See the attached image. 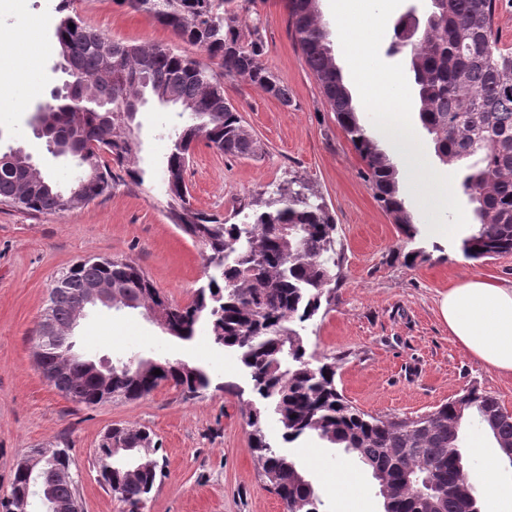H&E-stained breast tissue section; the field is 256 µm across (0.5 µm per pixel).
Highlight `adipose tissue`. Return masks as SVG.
I'll list each match as a JSON object with an SVG mask.
<instances>
[{
  "label": "adipose tissue",
  "instance_id": "ef3b65f1",
  "mask_svg": "<svg viewBox=\"0 0 512 512\" xmlns=\"http://www.w3.org/2000/svg\"><path fill=\"white\" fill-rule=\"evenodd\" d=\"M439 315L467 355L512 376V285L471 276L442 293Z\"/></svg>",
  "mask_w": 512,
  "mask_h": 512
}]
</instances>
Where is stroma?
<instances>
[{"instance_id": "1", "label": "stroma", "mask_w": 512, "mask_h": 512, "mask_svg": "<svg viewBox=\"0 0 512 512\" xmlns=\"http://www.w3.org/2000/svg\"><path fill=\"white\" fill-rule=\"evenodd\" d=\"M58 0H0V42L9 59L0 66V143L25 144L60 183L77 176L73 163L51 155L33 136L37 106L62 85L61 57L54 37ZM80 17L112 40L131 45H170L176 38L144 13L119 0H75ZM264 22L262 61L288 86L282 105L260 88L237 79L224 82V95L238 109L257 145L248 159L224 156L205 145L192 155L186 178L198 209L232 217L238 200L299 178L323 197L337 229L343 263L329 307L303 323L315 363L336 359V388L374 415L415 416L433 411L470 385L495 395L512 412V377L484 368L449 336L437 301L450 283L478 274L512 284V254L482 261L464 258L460 239L421 232L414 244L402 236L376 202L362 177L364 163L339 126L288 26L284 0H262L258 11L240 9L242 27ZM38 24L41 49L27 83L12 81L23 52L12 46L17 33ZM144 173L139 188L118 186L110 197L62 214L33 216L0 209V498L9 495L17 463L31 449L67 441L82 512H129L97 480L94 450L114 424L146 426L156 434L163 473L144 512H283L277 494L260 476L242 409L251 400V381L236 355L217 348L210 328L180 341L136 310H89L76 331L77 352L112 360L137 352L180 359L207 368L220 390L184 400L163 384L132 401L108 400L85 407L50 386L33 362V339L54 276L78 259L127 258L141 266L156 288L184 305L207 282L199 246L165 217L164 160L172 147L175 110L158 106L139 113ZM424 254L408 260L412 248ZM271 443L295 454L326 512H383L369 470L339 448L315 440L300 446L283 441L276 416L264 425ZM470 482L481 492V512H512V501L485 492L489 478L512 484V466L499 463L492 435L480 424L464 431ZM496 462L488 471V462Z\"/></svg>"}]
</instances>
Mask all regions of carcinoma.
Segmentation results:
<instances>
[{
  "instance_id": "obj_1",
  "label": "carcinoma",
  "mask_w": 512,
  "mask_h": 512,
  "mask_svg": "<svg viewBox=\"0 0 512 512\" xmlns=\"http://www.w3.org/2000/svg\"><path fill=\"white\" fill-rule=\"evenodd\" d=\"M150 15L181 41L198 47L221 72L168 45H126L88 27L59 0L55 38L69 60L70 80L85 84L76 99L52 97L37 108L34 122L52 132L56 153L71 158L80 176L63 189L43 173L34 175L29 149L0 154V206L31 214H59L112 193L118 185L140 187L135 141L117 117L144 98L176 106L187 115L175 132L165 165L166 218L203 250L214 269L207 285L184 306L169 301L132 261L107 264L82 259L69 266L68 292L55 303V322L67 325L82 311L86 285L112 277V287L130 309L158 308L163 330L190 341L204 321L214 343L239 353L252 391L261 399L245 404L252 448L261 474L283 504V512H324V503L299 460L266 438L267 412L278 416L282 439L293 443L315 436L367 466L375 481L387 480L384 512H472V488L462 452L465 425L473 418L492 434L499 462L512 467V413L477 385L461 390L435 410L415 417H383L354 406L335 384L336 361L313 366V354L298 326L331 304L329 286L340 278L336 224L324 199L298 179L276 191L239 204L252 210L248 222L230 223L221 214L194 207L186 168L198 143L225 156L248 158L257 145L238 110L224 97L221 77L243 80L288 104V86L262 63L265 42L261 22L243 30L236 0H119ZM319 0H286L288 24L316 77L337 123L364 162L362 175L374 198L408 242L419 235L417 220L398 187L397 169L373 140L352 104L336 66ZM417 37L407 43L399 33L389 53L409 50L410 70L420 101L419 120L442 163L456 168L460 188L474 204L476 230L464 238L465 258L480 261L512 252V52L499 46L494 29L498 0H429ZM74 27H69V24ZM109 71L106 82L99 81ZM112 105L110 117L107 105ZM217 291H212V288ZM59 340L36 338L34 352L53 366ZM161 374H154L155 370ZM163 383L180 389L186 400L213 384L202 366L183 360L133 354L112 364V397L139 399ZM66 398L87 407L101 402L100 382L87 360H70ZM161 448L147 428L121 425L105 433L100 466L115 497L127 504L147 501L155 487ZM61 461L36 466L47 505L80 512L77 491L52 478ZM34 490L32 481L13 476L0 512L11 500Z\"/></svg>"
}]
</instances>
